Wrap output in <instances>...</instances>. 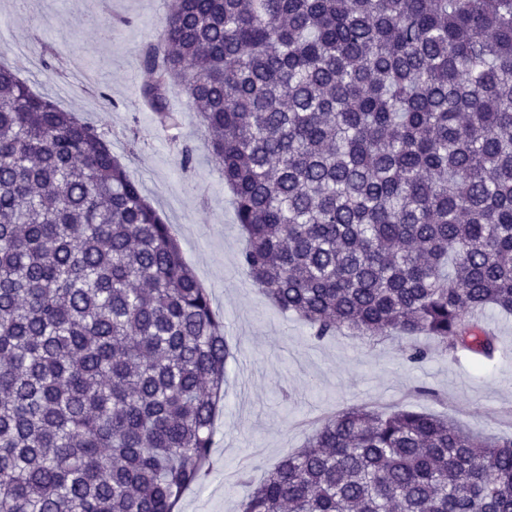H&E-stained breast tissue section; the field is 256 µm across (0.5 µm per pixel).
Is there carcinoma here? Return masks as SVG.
I'll return each mask as SVG.
<instances>
[{"label": "carcinoma", "mask_w": 512, "mask_h": 512, "mask_svg": "<svg viewBox=\"0 0 512 512\" xmlns=\"http://www.w3.org/2000/svg\"><path fill=\"white\" fill-rule=\"evenodd\" d=\"M233 193L239 265L322 340L491 357L512 314V0H174L148 46ZM234 357L98 129L0 65V512H175ZM242 512H512V437L348 408Z\"/></svg>", "instance_id": "obj_1"}]
</instances>
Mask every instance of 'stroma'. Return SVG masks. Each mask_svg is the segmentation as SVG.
Masks as SVG:
<instances>
[{
  "label": "stroma",
  "mask_w": 512,
  "mask_h": 512,
  "mask_svg": "<svg viewBox=\"0 0 512 512\" xmlns=\"http://www.w3.org/2000/svg\"><path fill=\"white\" fill-rule=\"evenodd\" d=\"M172 0H0V63L32 89L96 126L131 179L174 229L186 261L228 323L224 410L212 473L188 490L178 512H240L244 481H260L285 449L300 447L325 416L351 406L445 415L475 432L512 435V316L481 322L499 353L479 360L437 353L426 337L318 340L278 311L241 272L243 236L233 194L209 141L177 88L178 128L156 121L143 87V49L158 43ZM193 162L183 167L182 149ZM430 348L410 364V344Z\"/></svg>",
  "instance_id": "35a3bbf8"
}]
</instances>
